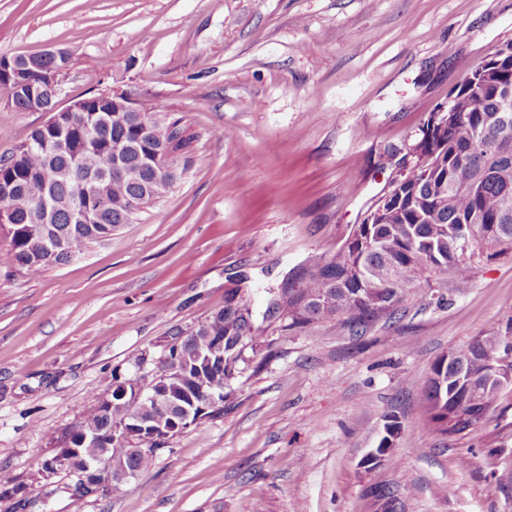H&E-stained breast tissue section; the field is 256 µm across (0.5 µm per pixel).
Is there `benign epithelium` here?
Masks as SVG:
<instances>
[{
	"label": "benign epithelium",
	"mask_w": 512,
	"mask_h": 512,
	"mask_svg": "<svg viewBox=\"0 0 512 512\" xmlns=\"http://www.w3.org/2000/svg\"><path fill=\"white\" fill-rule=\"evenodd\" d=\"M46 55L53 58L54 66L44 72L43 86L58 95L61 91L59 77L68 69V52L49 50ZM2 78L12 82L27 97L34 111H42L38 107L41 100L39 92L29 87L28 67L11 59H0ZM99 96L112 98L116 112L138 111L137 99L127 92L107 89L100 91ZM189 363L198 368L204 366L213 370L214 377L195 391L191 404L187 405L171 392L169 381L180 375ZM153 364L154 368L145 376H137L128 381L121 378L113 380L112 388L100 400V406L105 409L121 407L127 411L126 419L112 426V444L126 447L133 456L144 451V446L150 444L156 446V453L165 450L173 439L215 413L224 391V372L215 367V358L208 353L201 352L188 359L179 350L172 351L167 346ZM490 366L487 385L512 383L511 368L494 362ZM144 404H152L160 410L175 408L176 420L167 428H156L141 417L140 408ZM65 470L77 477L80 489L101 495L107 494L113 483L135 475V471L126 466L114 469L107 448L102 449L96 458L88 459L82 456L80 449L62 443L52 449L51 455L42 457L39 474L42 480L49 483Z\"/></svg>",
	"instance_id": "obj_1"
}]
</instances>
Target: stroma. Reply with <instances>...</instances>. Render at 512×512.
Wrapping results in <instances>:
<instances>
[{
	"label": "stroma",
	"mask_w": 512,
	"mask_h": 512,
	"mask_svg": "<svg viewBox=\"0 0 512 512\" xmlns=\"http://www.w3.org/2000/svg\"><path fill=\"white\" fill-rule=\"evenodd\" d=\"M511 42L512 0H0V58L71 51L59 106L125 90L190 139L189 169L135 223L36 276L0 264V472L29 487L28 512H512V386L453 438L421 401L439 356L512 324V254L366 327L266 314L271 288L350 238L449 90ZM6 103L0 89V157L48 118ZM230 296L261 342L226 375L223 416L111 495H44L40 452ZM391 414L401 432L366 468Z\"/></svg>",
	"instance_id": "obj_1"
}]
</instances>
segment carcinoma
I'll return each instance as SVG.
<instances>
[{
    "label": "carcinoma",
    "mask_w": 512,
    "mask_h": 512,
    "mask_svg": "<svg viewBox=\"0 0 512 512\" xmlns=\"http://www.w3.org/2000/svg\"><path fill=\"white\" fill-rule=\"evenodd\" d=\"M496 83L478 70L448 94L449 110L432 112L404 156L406 173L391 185V201L370 211L352 243L316 258L294 279L272 288L270 308L299 326L346 316L367 325L390 319L413 289L432 280L464 285L475 259L512 250V43L494 51ZM7 90L10 112L28 100ZM53 112L27 141L0 159V211L11 212V263L36 275L83 253L86 246L135 221L145 205L164 198L188 166L183 118L139 104L137 112ZM483 151L469 153L472 141ZM91 213L75 217L76 203ZM250 335L243 309L230 304L170 341L191 357L224 340V368L240 354L230 346ZM499 333L452 351L454 364L479 388L476 404L460 395L453 364L439 357L421 392L429 422L456 435L479 425L502 388L483 386L489 362L506 355ZM116 418L97 407L78 427L109 438Z\"/></svg>",
    "instance_id": "1"
}]
</instances>
